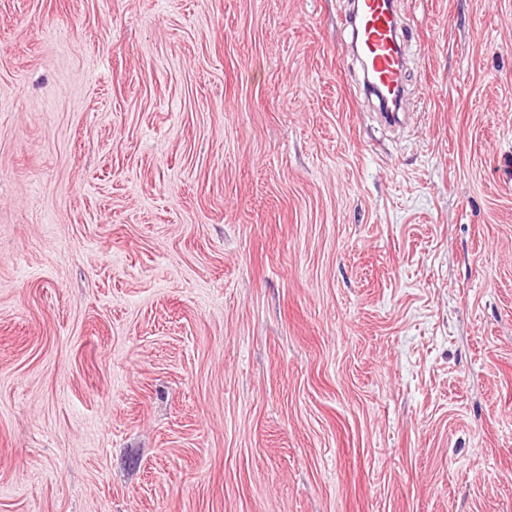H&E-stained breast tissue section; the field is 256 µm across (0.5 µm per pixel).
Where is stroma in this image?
<instances>
[{
	"mask_svg": "<svg viewBox=\"0 0 512 512\" xmlns=\"http://www.w3.org/2000/svg\"><path fill=\"white\" fill-rule=\"evenodd\" d=\"M0 0V512H512V0ZM393 0H357L353 2L351 27L356 51L363 54L365 76L369 73V92L379 101L386 123L398 119L399 112H387L381 92H393L400 99L403 91L406 58L398 39V19Z\"/></svg>",
	"mask_w": 512,
	"mask_h": 512,
	"instance_id": "stroma-1",
	"label": "stroma"
}]
</instances>
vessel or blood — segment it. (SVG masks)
<instances>
[{
	"label": "vessel or blood",
	"instance_id": "obj_1",
	"mask_svg": "<svg viewBox=\"0 0 512 512\" xmlns=\"http://www.w3.org/2000/svg\"><path fill=\"white\" fill-rule=\"evenodd\" d=\"M351 27L355 49L363 54L369 73L370 94L401 95L406 58L394 0H355Z\"/></svg>",
	"mask_w": 512,
	"mask_h": 512
}]
</instances>
